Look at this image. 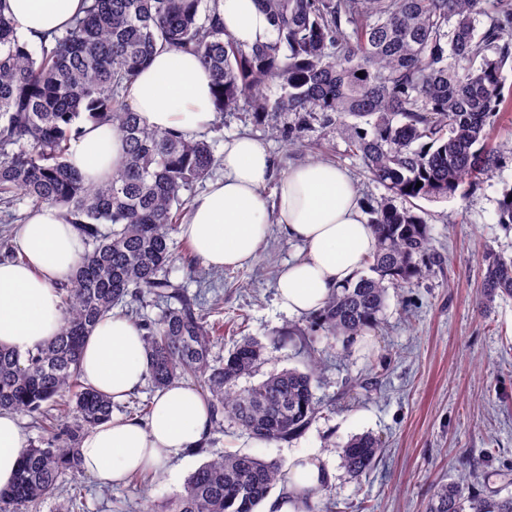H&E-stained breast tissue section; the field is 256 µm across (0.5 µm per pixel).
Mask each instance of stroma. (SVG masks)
Returning <instances> with one entry per match:
<instances>
[{"label": "stroma", "instance_id": "obj_1", "mask_svg": "<svg viewBox=\"0 0 512 512\" xmlns=\"http://www.w3.org/2000/svg\"><path fill=\"white\" fill-rule=\"evenodd\" d=\"M242 134L267 146L273 177L324 160L350 173L365 203L385 193L335 125L313 124L301 147L271 137L246 111L216 117L205 131L219 155L227 138ZM509 188L512 152L465 192L417 200L429 226L430 252L447 264L418 286L389 287L375 331L347 342L320 340L325 364L315 395L322 409L302 437L261 444L225 423L202 452L151 473L146 491L128 482L104 488L81 474L79 512H152L181 492L200 465L226 451L273 459L285 468L299 456L317 461L331 474L328 492L336 512H425L438 482L470 469L479 486L512 492V298L496 300L487 314L476 307L485 254L512 257V225L497 219V202ZM301 255L300 245L274 226L252 262L224 272L219 316L244 317L245 335L266 347L265 375L306 366L293 348L272 342L276 332L298 322L280 307L275 283L279 270ZM367 432L379 438L381 452L355 480L340 451L352 436Z\"/></svg>", "mask_w": 512, "mask_h": 512}]
</instances>
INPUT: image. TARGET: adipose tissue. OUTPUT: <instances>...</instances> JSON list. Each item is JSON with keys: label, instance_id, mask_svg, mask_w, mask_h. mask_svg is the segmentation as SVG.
Instances as JSON below:
<instances>
[{"label": "adipose tissue", "instance_id": "1", "mask_svg": "<svg viewBox=\"0 0 512 512\" xmlns=\"http://www.w3.org/2000/svg\"><path fill=\"white\" fill-rule=\"evenodd\" d=\"M18 36L37 44L65 25L82 0H5ZM224 33L244 48L268 44L273 25L257 0H219ZM128 100L144 124L192 134L215 113V88L198 57L163 51L131 85ZM69 162L85 181L108 180L125 153L111 125L81 122ZM224 175L188 206L184 233L204 265L238 268L255 259L270 224L299 241L305 255L277 279L280 306L303 317L318 312L337 288L351 283L377 247L364 203L350 174L313 161L291 168L266 201L272 160L259 141L224 143ZM20 260L0 262V344L32 350L55 336L62 316L56 285L71 275L82 252L80 236L63 212L45 205L18 230ZM87 382L118 400L137 390L147 373L144 342L126 319L105 318L87 339L80 363ZM209 411L196 388L175 383L160 390L148 421L114 419L94 427L80 446L81 467L99 482L122 483L139 469H157L198 447L210 430ZM27 440L17 417L0 412V487L8 485ZM293 479L267 512H297L307 490L328 482L318 463L296 459Z\"/></svg>", "mask_w": 512, "mask_h": 512}]
</instances>
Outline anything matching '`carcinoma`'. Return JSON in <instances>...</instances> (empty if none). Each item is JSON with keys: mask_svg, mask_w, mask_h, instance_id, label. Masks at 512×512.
I'll return each instance as SVG.
<instances>
[{"mask_svg": "<svg viewBox=\"0 0 512 512\" xmlns=\"http://www.w3.org/2000/svg\"><path fill=\"white\" fill-rule=\"evenodd\" d=\"M275 38L246 50L224 36L219 0H86L84 13L52 41H20L0 10V202L20 195L31 207L65 210L85 241L72 276L57 284L59 332L34 351L0 346V411L41 415L64 392L71 425L25 448L14 481L0 488V512H35L82 473L85 434L112 419V397L80 384V359L97 324L114 313L142 332L147 379L156 389L191 380L219 432L229 419L260 443L301 437L318 413L314 382L321 367L316 334L349 339L374 329L387 284L414 286L433 273L427 224L408 204L446 198L497 165L487 127L512 109L501 71L512 59V0H258ZM484 24L478 30V23ZM158 51L198 55L218 89L217 111L243 108L295 145L301 130L277 123L291 113L310 125L336 123L349 151L386 190L369 205L378 238L363 263L375 276L339 288L309 326L277 343L307 358V371L285 369L236 388L264 362V345L243 336L222 362L210 358L224 324L208 321L212 281L189 269L191 293L167 272L172 235L187 208L182 191L219 166L201 135L147 127L127 102L128 86ZM363 76H357V72ZM107 122L124 139L112 177L88 185L68 162L80 118ZM421 187H416L417 182ZM498 223L512 224V190L498 202ZM479 304L512 297V259L484 258ZM166 304L144 313L147 303ZM381 443L351 438L342 451L350 477L374 466ZM287 479L273 460L226 451L193 472L160 512H256ZM319 488L302 512H333ZM426 512H512V493H486L475 472L438 483Z\"/></svg>", "mask_w": 512, "mask_h": 512, "instance_id": "carcinoma-1", "label": "carcinoma"}]
</instances>
